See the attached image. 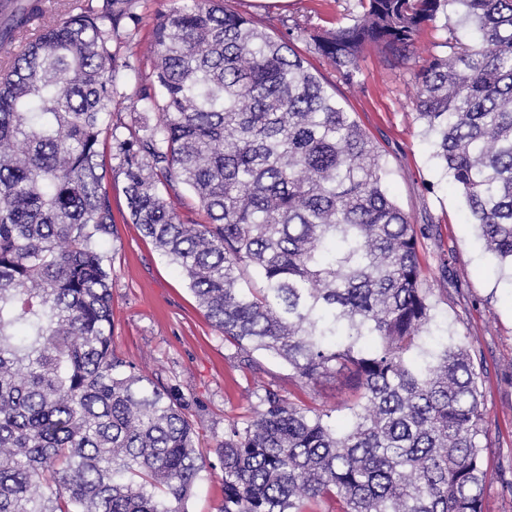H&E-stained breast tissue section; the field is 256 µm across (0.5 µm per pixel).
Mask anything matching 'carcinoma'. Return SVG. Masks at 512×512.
Here are the masks:
<instances>
[{"instance_id":"carcinoma-1","label":"carcinoma","mask_w":512,"mask_h":512,"mask_svg":"<svg viewBox=\"0 0 512 512\" xmlns=\"http://www.w3.org/2000/svg\"><path fill=\"white\" fill-rule=\"evenodd\" d=\"M149 84L112 124V37L135 0L70 4L0 58V512H189L206 460L187 404L112 353V160L129 218L254 367L302 384L341 372L343 427L267 390L215 453L220 512H482L487 448L469 346L436 319L418 231L383 154L287 41L224 0H168ZM346 23L295 22L348 85L370 50L391 66L453 13L412 105L470 223L512 269V0H358ZM204 215L183 222L170 195Z\"/></svg>"}]
</instances>
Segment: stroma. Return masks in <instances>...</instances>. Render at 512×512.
<instances>
[{
  "mask_svg": "<svg viewBox=\"0 0 512 512\" xmlns=\"http://www.w3.org/2000/svg\"><path fill=\"white\" fill-rule=\"evenodd\" d=\"M233 6L264 20L278 37L285 35L287 21L313 11L319 25L333 26L354 0H234ZM293 46L379 144L392 196L423 231L420 258L437 303L433 332L461 337L482 372L484 427L491 441L484 512H512V284L484 250L462 196L432 157L410 100L418 59L386 66L368 55L360 63L358 85L350 86L314 54L309 39L294 38ZM112 217L114 234L103 247L112 270V350L161 384L176 386L204 452L223 441L229 422L248 420L268 389L342 420L348 397L342 375L330 373L304 386L267 356L257 367H241L234 347L211 326L176 267L131 223L125 181L117 171Z\"/></svg>",
  "mask_w": 512,
  "mask_h": 512,
  "instance_id": "stroma-1",
  "label": "stroma"
}]
</instances>
